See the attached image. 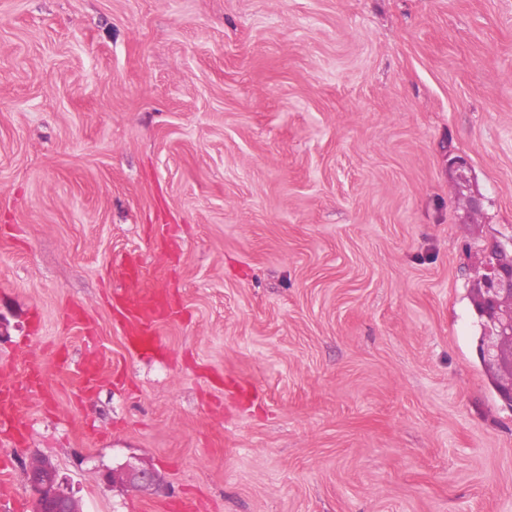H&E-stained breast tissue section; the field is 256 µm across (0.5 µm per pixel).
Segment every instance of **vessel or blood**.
<instances>
[{
  "label": "vessel or blood",
  "instance_id": "1",
  "mask_svg": "<svg viewBox=\"0 0 512 512\" xmlns=\"http://www.w3.org/2000/svg\"><path fill=\"white\" fill-rule=\"evenodd\" d=\"M115 286L110 293L112 307L117 311L125 330L128 351L142 355L160 343L158 308L162 289L148 284L139 260L124 257L112 268ZM44 377L38 371L27 373L24 381L0 375V442L17 444L23 438L24 424L19 403L24 392L42 390Z\"/></svg>",
  "mask_w": 512,
  "mask_h": 512
}]
</instances>
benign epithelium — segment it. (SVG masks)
<instances>
[{
  "mask_svg": "<svg viewBox=\"0 0 512 512\" xmlns=\"http://www.w3.org/2000/svg\"><path fill=\"white\" fill-rule=\"evenodd\" d=\"M474 307L482 329L478 355L494 373L499 398L512 409V238L496 241L488 249ZM103 479L109 483H154L153 475L130 467L108 470ZM25 480L35 495L37 512H80L78 500L50 464L37 471L27 468Z\"/></svg>",
  "mask_w": 512,
  "mask_h": 512,
  "instance_id": "7a95c632",
  "label": "benign epithelium"
}]
</instances>
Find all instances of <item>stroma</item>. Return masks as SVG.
I'll return each instance as SVG.
<instances>
[{
    "instance_id": "1",
    "label": "stroma",
    "mask_w": 512,
    "mask_h": 512,
    "mask_svg": "<svg viewBox=\"0 0 512 512\" xmlns=\"http://www.w3.org/2000/svg\"><path fill=\"white\" fill-rule=\"evenodd\" d=\"M510 237L512 0H0V370L47 385L0 512L34 454L83 512H512L473 305ZM116 282L111 290V307L117 311L125 330L126 349L137 355L158 347V308L162 286L149 285L138 259L121 258L112 267ZM104 481L112 484L121 480L128 484L149 485L154 483V477L148 472L136 470L134 468H123L120 470H108L102 475Z\"/></svg>"
}]
</instances>
